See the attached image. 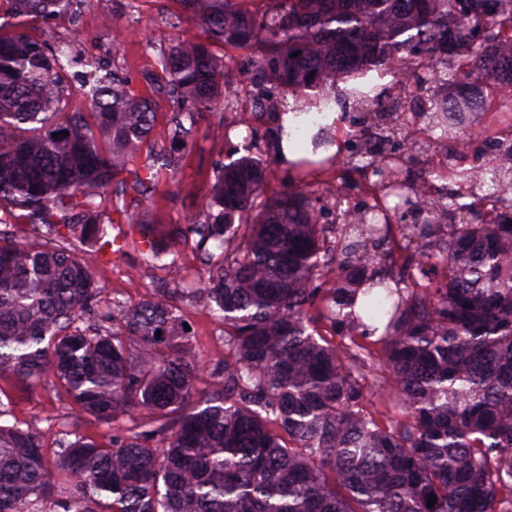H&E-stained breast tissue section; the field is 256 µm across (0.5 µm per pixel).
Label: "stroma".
Returning a JSON list of instances; mask_svg holds the SVG:
<instances>
[{
  "label": "stroma",
  "instance_id": "obj_1",
  "mask_svg": "<svg viewBox=\"0 0 512 512\" xmlns=\"http://www.w3.org/2000/svg\"><path fill=\"white\" fill-rule=\"evenodd\" d=\"M142 12L155 18L149 28H141L137 22ZM181 12L179 0H139L135 9L131 8L130 0H84L76 16L65 14L42 23L32 34L46 42L64 38L73 40L89 56L136 78L142 72L155 70L160 50L177 39L186 36L203 39L204 32L197 25L177 23L176 18ZM118 30L128 31V38L115 41L114 33ZM229 78L238 90L234 105L226 112L231 123L230 136L200 139L183 158L176 179H159L149 203L159 229L194 219L198 204L213 180L215 163L225 160L229 145L240 143L249 128H257L261 147L269 145L266 125L256 124L249 113L256 94L254 84L245 71L237 68L230 72ZM138 259V249L132 244L126 259L97 267V279L106 296L135 303L152 293L154 279L162 278L163 273L158 270L153 278L139 277L134 271ZM183 314L195 333L197 350L207 367H214L226 355L223 326L200 303L184 306ZM0 398L11 400L17 420L40 432L47 450L55 451L61 422L73 418L72 402L56 385L54 377H46L34 386L1 378Z\"/></svg>",
  "mask_w": 512,
  "mask_h": 512
}]
</instances>
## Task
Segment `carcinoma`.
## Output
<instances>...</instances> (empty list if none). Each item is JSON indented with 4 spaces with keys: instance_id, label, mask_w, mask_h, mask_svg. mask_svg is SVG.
Listing matches in <instances>:
<instances>
[{
    "instance_id": "carcinoma-1",
    "label": "carcinoma",
    "mask_w": 512,
    "mask_h": 512,
    "mask_svg": "<svg viewBox=\"0 0 512 512\" xmlns=\"http://www.w3.org/2000/svg\"><path fill=\"white\" fill-rule=\"evenodd\" d=\"M5 2L44 20L77 0ZM180 2L211 42L249 51L275 150L286 138L303 157L264 196L252 129L216 163L195 220L161 237L144 203L215 102L233 103L235 58L179 39L140 91L69 44L0 27V224L31 230H0V378L52 374L75 418L112 425L108 448L65 426L51 463L0 400V512H512V137L466 133L512 76V0ZM73 93L87 111H67ZM159 97L172 116L156 151ZM350 109L340 160L328 151ZM406 144L441 150L444 176L403 170ZM333 161L340 218L326 221L307 176ZM359 177L373 203L352 206ZM131 233L141 264L171 273L196 236L208 286L105 298L95 268ZM198 298L229 352L208 374L182 316ZM374 335L402 408L389 428L363 408L381 388ZM144 410L146 423H118Z\"/></svg>"
}]
</instances>
